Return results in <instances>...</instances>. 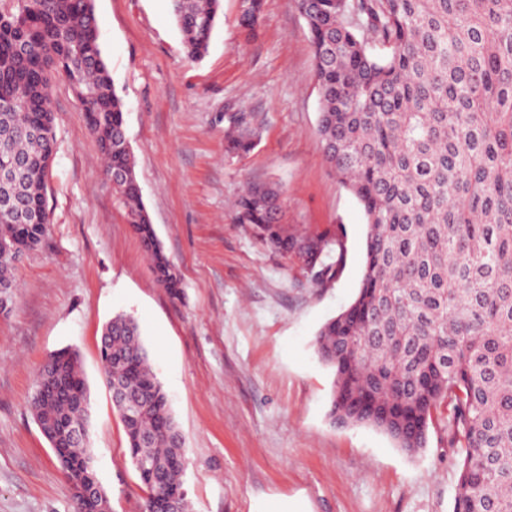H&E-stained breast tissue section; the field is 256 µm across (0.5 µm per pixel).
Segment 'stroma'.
Wrapping results in <instances>:
<instances>
[{
  "instance_id": "obj_1",
  "label": "stroma",
  "mask_w": 512,
  "mask_h": 512,
  "mask_svg": "<svg viewBox=\"0 0 512 512\" xmlns=\"http://www.w3.org/2000/svg\"><path fill=\"white\" fill-rule=\"evenodd\" d=\"M240 6L221 0L209 50L192 60L169 0H93L142 202L181 274L179 297L157 284L74 90L53 81L49 233L16 266L13 308L0 315V512H73L31 408L40 366L63 349L77 352L88 384L89 445L112 512H143L147 490L101 371L103 327L118 313L140 324L185 439L190 512L454 510L446 419L410 456L375 428L328 417L333 372L313 340L358 293L367 227L324 160L297 0H263L252 36ZM239 120L256 144L232 155L225 131ZM257 182L279 184L290 229L343 227L337 279L315 285L238 223L234 202Z\"/></svg>"
}]
</instances>
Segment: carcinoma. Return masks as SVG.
<instances>
[{"label": "carcinoma", "instance_id": "cac0c4a2", "mask_svg": "<svg viewBox=\"0 0 512 512\" xmlns=\"http://www.w3.org/2000/svg\"><path fill=\"white\" fill-rule=\"evenodd\" d=\"M0 11V170L13 155L29 166L0 178V244L36 250L48 230L45 188L55 155L51 85L65 77L124 200L127 223L156 282L178 297L181 278L156 242L124 146L123 102L102 54L89 0H29ZM221 0H171L182 47L207 53ZM314 56L324 159L362 208L365 264L356 298L314 338L331 368L330 417L366 425L401 450L425 447L442 412L460 449L454 512H512V0H299ZM27 40L19 56L14 44ZM247 153L250 134L229 132ZM281 194L251 185L237 201L241 224L271 250L297 258L317 284L332 281L346 253L340 226L292 234ZM100 349L103 379L141 389L135 412L117 408L130 459L150 496L176 497L185 457L167 394L139 325L117 315ZM31 406L74 489V510L93 512L82 490L97 479L90 446L71 442L90 399L76 354L50 355Z\"/></svg>", "mask_w": 512, "mask_h": 512}]
</instances>
